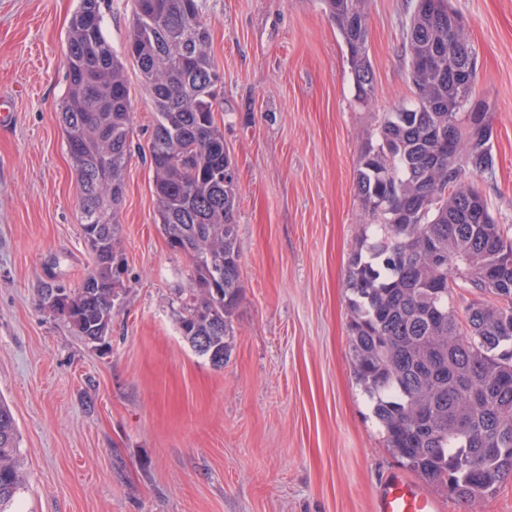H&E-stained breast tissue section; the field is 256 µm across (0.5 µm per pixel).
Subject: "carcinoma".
<instances>
[{"label":"carcinoma","mask_w":512,"mask_h":512,"mask_svg":"<svg viewBox=\"0 0 512 512\" xmlns=\"http://www.w3.org/2000/svg\"><path fill=\"white\" fill-rule=\"evenodd\" d=\"M348 52L358 100L375 99L365 0H323ZM106 0H78L66 36L60 122L79 185L94 268L72 293L42 302L85 339L112 329L124 260L115 240L132 156L126 66L156 112L141 148L161 230L192 263L178 312L193 350L224 366L242 295L238 179L216 121L218 68L197 0H134L122 54L103 29ZM450 0H417L406 32L415 103L383 114L380 140L359 152L364 218L380 225L369 259L348 272L354 375L386 446L404 466L472 507L512 478V237L472 176L494 171L492 123L472 118L477 54ZM461 292L475 296L454 305ZM24 476L13 413L0 399V512Z\"/></svg>","instance_id":"cac0c4a2"}]
</instances>
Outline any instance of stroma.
<instances>
[{"instance_id":"35a3bbf8","label":"stroma","mask_w":512,"mask_h":512,"mask_svg":"<svg viewBox=\"0 0 512 512\" xmlns=\"http://www.w3.org/2000/svg\"><path fill=\"white\" fill-rule=\"evenodd\" d=\"M223 76L216 115L237 170L242 298L223 368L181 336L191 262L161 230L148 162L125 173L116 249L124 292L104 341L40 304L80 288L93 260L59 111L77 0H0V400L25 472L16 512H373L400 469L358 385L349 265L375 226L355 188L362 146L409 104L416 0H366L376 99L357 100L322 0H198ZM479 56L491 116L482 180L512 228V0H451ZM134 141L154 105L127 67Z\"/></svg>"}]
</instances>
